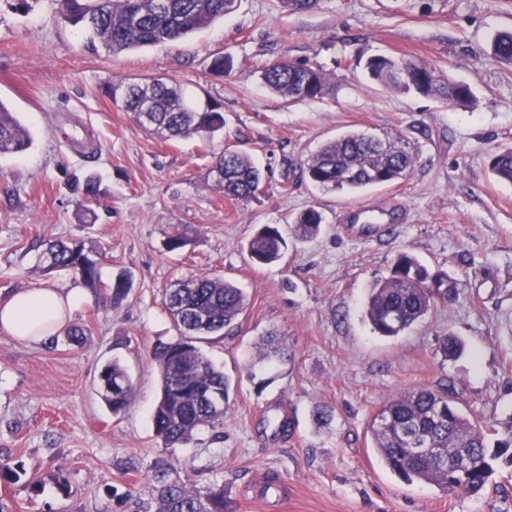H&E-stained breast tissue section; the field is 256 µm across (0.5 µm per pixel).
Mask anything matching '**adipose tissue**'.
<instances>
[{
    "instance_id": "1",
    "label": "adipose tissue",
    "mask_w": 512,
    "mask_h": 512,
    "mask_svg": "<svg viewBox=\"0 0 512 512\" xmlns=\"http://www.w3.org/2000/svg\"><path fill=\"white\" fill-rule=\"evenodd\" d=\"M84 296L79 289L21 288L0 298V333L39 343L64 330Z\"/></svg>"
}]
</instances>
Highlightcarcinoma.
<instances>
[{
	"label": "carcinoma",
	"instance_id": "obj_1",
	"mask_svg": "<svg viewBox=\"0 0 512 512\" xmlns=\"http://www.w3.org/2000/svg\"><path fill=\"white\" fill-rule=\"evenodd\" d=\"M71 23H86L102 46L118 54L127 50L179 41L221 19L232 11L235 0H57ZM499 62L512 64V31L495 36L490 46ZM411 69L419 79L409 83L400 71ZM368 79L386 89L435 96L465 107L474 95L465 82L444 77L432 67L409 59L386 56L369 58L364 64ZM264 85L288 101L319 99L327 87L326 75L302 63H275L262 73ZM113 103L120 104L138 124L166 140L211 139L224 128V113L217 106L197 111L185 101L180 86L155 80L150 83L114 82L108 86ZM151 110V122L138 119L143 107ZM31 144V137L15 113L0 102V155L17 154ZM415 157L398 138H385L373 145L367 134L348 133L325 144L310 160L309 179L326 190H363L392 184L411 173ZM215 167L224 178L215 182L224 196L246 200L265 178L250 155L242 151L222 153ZM490 169L498 178L512 182V148L490 157ZM322 215L315 209L300 214L296 227L303 237L320 231ZM286 242L276 227L263 226L249 246L250 258L271 263L281 257ZM42 269H70L92 284L98 280V262L79 242L51 241L40 255ZM443 278L432 275L412 255H397L393 275L374 282L366 302V315L379 334L395 337L419 322L441 296ZM128 282L122 275L108 287L107 299L123 300ZM164 304L180 331L171 343L157 345L152 353L161 378V396L153 424L163 447L185 443L202 429L221 432L224 412L210 406L208 395L224 393L229 402L230 382L199 346L224 335L245 308V297L233 282L221 278L189 280L166 293ZM98 393L113 413L130 404L134 389L127 369L118 361L102 366ZM373 448L388 470L408 484L435 486L443 495L481 490L491 478L493 463L512 466V417L503 424L502 438L489 450L487 432L492 427L462 415L447 396L428 389H414L388 400L374 416ZM431 441L439 449L434 455L414 453L408 434ZM156 510L142 512H224V488L191 490L177 477L156 471Z\"/></svg>",
	"mask_w": 512,
	"mask_h": 512
}]
</instances>
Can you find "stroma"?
I'll return each instance as SVG.
<instances>
[{"instance_id":"obj_1","label":"stroma","mask_w":512,"mask_h":512,"mask_svg":"<svg viewBox=\"0 0 512 512\" xmlns=\"http://www.w3.org/2000/svg\"><path fill=\"white\" fill-rule=\"evenodd\" d=\"M512 30V0H236L231 13L168 45L108 52L55 0H0V102L17 112L32 144L0 156V296L21 288L82 289L72 320L80 343L28 344L0 333V457L20 466L0 479V512H141L158 468L188 488H224L225 512H512V466L453 497L405 483L376 454L369 423L400 392L447 394L468 419L512 417V183L489 158L512 147V64L489 54ZM223 55V74L207 70ZM406 56L468 82L466 109L415 93L380 90L361 64ZM288 60L321 69L324 96L289 102L262 70ZM157 77L198 108L220 105L212 140H166L114 104L109 84ZM398 137L416 155L397 183L362 194L326 191L308 178L313 154L345 132ZM244 150L265 179L246 201L216 189L210 171ZM93 178L96 199L82 185ZM355 206L391 212V227L343 230ZM318 210L313 238L292 232ZM265 225L287 246L270 264L248 244ZM181 233L182 249L168 238ZM75 240L100 257V285L130 281L118 305L68 269L42 271L39 244ZM448 277L426 318L395 338L364 314L369 285L392 275L397 253ZM199 277L242 289L246 305L204 353L231 382L224 432L204 429L163 449L153 428L160 377L156 345L177 339L166 290ZM274 331L285 358L258 360ZM464 344L443 359L442 337ZM128 370L134 396L118 414L97 394L103 364ZM329 417L317 427L315 411Z\"/></svg>"}]
</instances>
